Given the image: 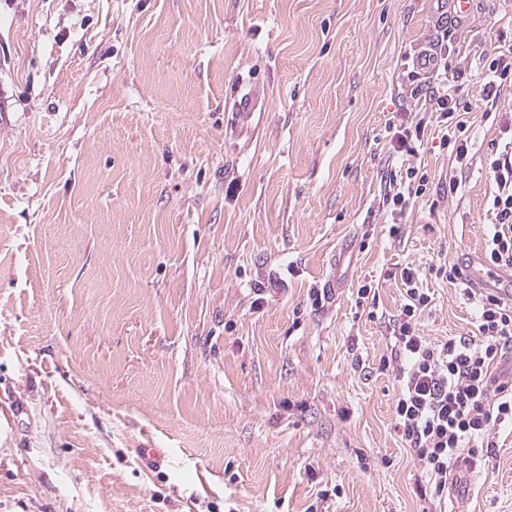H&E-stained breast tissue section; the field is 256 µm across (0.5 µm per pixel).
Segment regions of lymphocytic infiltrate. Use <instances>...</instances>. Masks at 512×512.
I'll list each match as a JSON object with an SVG mask.
<instances>
[{
    "mask_svg": "<svg viewBox=\"0 0 512 512\" xmlns=\"http://www.w3.org/2000/svg\"><path fill=\"white\" fill-rule=\"evenodd\" d=\"M424 68L408 75L412 98L421 103L420 116L397 120L390 139L394 154H414L424 137L428 113H438L446 125V143L452 144L460 165L468 163L466 129L461 112L467 111L463 88L449 84L442 71L448 66V35L440 33L422 51ZM492 190L488 198L491 222L482 257L492 268L512 272V140L496 145L489 163ZM430 178L421 168L410 167L394 183L383 202L404 211L411 199L423 196ZM406 301L392 329L391 357L400 361V392L395 414L402 438L411 448L433 485L435 496L448 491V476L462 460L477 465L492 448L495 427L512 425V378L496 372L512 363V302L487 291L475 299L474 332L430 341L418 330V317L430 304V296L417 286L411 268L400 273Z\"/></svg>",
    "mask_w": 512,
    "mask_h": 512,
    "instance_id": "obj_1",
    "label": "lymphocytic infiltrate"
}]
</instances>
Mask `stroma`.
<instances>
[{"mask_svg":"<svg viewBox=\"0 0 512 512\" xmlns=\"http://www.w3.org/2000/svg\"><path fill=\"white\" fill-rule=\"evenodd\" d=\"M440 15L436 0H0V512H512V429L437 498L383 365L402 268L432 298L423 336L474 330L433 268L481 255L490 153L512 136V86L490 115L481 77L512 45V0H475L448 20L468 165L434 113L416 154L390 153ZM238 89L261 115L240 137ZM412 166L431 190L399 215L382 196Z\"/></svg>","mask_w":512,"mask_h":512,"instance_id":"1","label":"stroma"}]
</instances>
